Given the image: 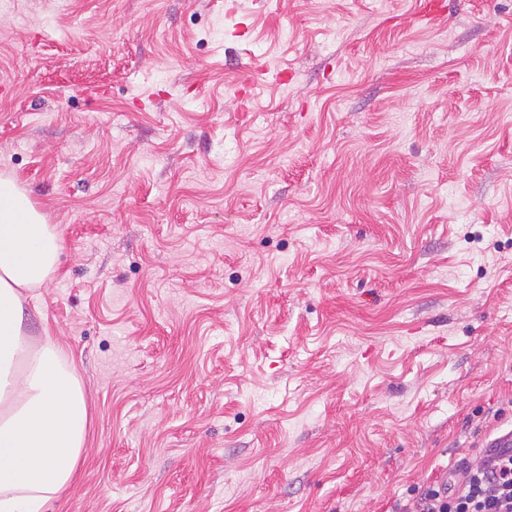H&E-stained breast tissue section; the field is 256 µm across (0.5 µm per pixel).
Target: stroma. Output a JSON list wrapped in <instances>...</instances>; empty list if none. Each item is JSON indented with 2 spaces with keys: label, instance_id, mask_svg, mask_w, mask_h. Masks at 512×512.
<instances>
[{
  "label": "stroma",
  "instance_id": "35a3bbf8",
  "mask_svg": "<svg viewBox=\"0 0 512 512\" xmlns=\"http://www.w3.org/2000/svg\"><path fill=\"white\" fill-rule=\"evenodd\" d=\"M0 0V173L63 249L47 512H400L512 431V0Z\"/></svg>",
  "mask_w": 512,
  "mask_h": 512
}]
</instances>
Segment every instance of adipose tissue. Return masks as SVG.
<instances>
[{"mask_svg":"<svg viewBox=\"0 0 512 512\" xmlns=\"http://www.w3.org/2000/svg\"><path fill=\"white\" fill-rule=\"evenodd\" d=\"M61 237L12 177L0 176V512H45L81 461L89 411L49 335L24 329V302L56 270Z\"/></svg>","mask_w":512,"mask_h":512,"instance_id":"obj_1","label":"adipose tissue"}]
</instances>
